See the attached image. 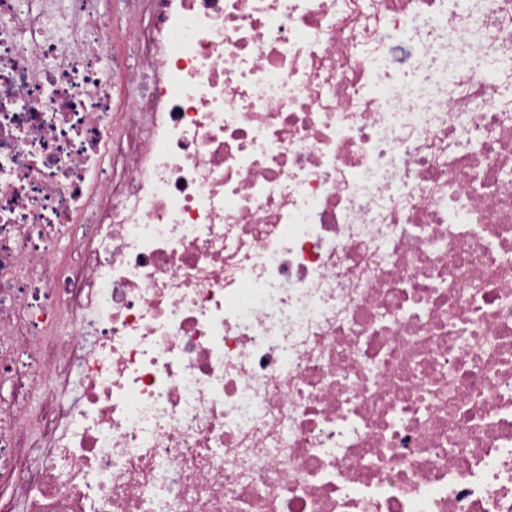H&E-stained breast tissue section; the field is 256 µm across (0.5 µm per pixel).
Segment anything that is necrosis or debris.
I'll return each instance as SVG.
<instances>
[{
	"label": "necrosis or debris",
	"mask_w": 512,
	"mask_h": 512,
	"mask_svg": "<svg viewBox=\"0 0 512 512\" xmlns=\"http://www.w3.org/2000/svg\"><path fill=\"white\" fill-rule=\"evenodd\" d=\"M151 2L0 0L27 512H512V0ZM103 20L112 27V55L119 62L125 61L131 74L121 70L113 88V105L120 111L125 104V97L129 91L141 93L151 83L152 74L146 75L136 70L135 60L137 47L130 45L124 37V28L128 22L135 20L142 27L147 28L150 23V4L147 0L131 3L127 0H103Z\"/></svg>",
	"instance_id": "1"
}]
</instances>
